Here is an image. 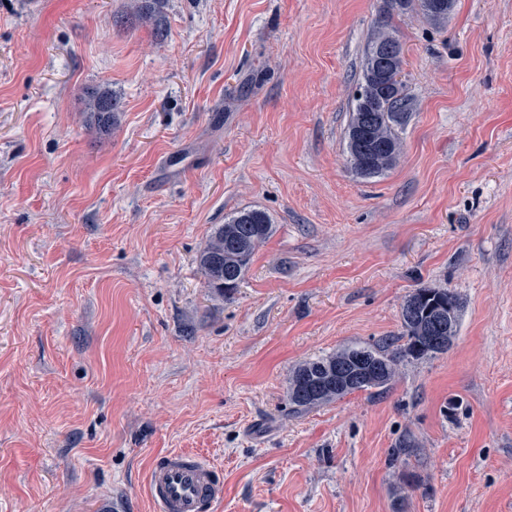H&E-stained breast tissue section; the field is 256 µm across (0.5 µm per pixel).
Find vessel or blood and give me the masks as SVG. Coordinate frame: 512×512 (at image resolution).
Instances as JSON below:
<instances>
[{"label": "vessel or blood", "mask_w": 512, "mask_h": 512, "mask_svg": "<svg viewBox=\"0 0 512 512\" xmlns=\"http://www.w3.org/2000/svg\"><path fill=\"white\" fill-rule=\"evenodd\" d=\"M146 492L156 512H214L224 499V481L203 457L177 451L153 461Z\"/></svg>", "instance_id": "vessel-or-blood-1"}]
</instances>
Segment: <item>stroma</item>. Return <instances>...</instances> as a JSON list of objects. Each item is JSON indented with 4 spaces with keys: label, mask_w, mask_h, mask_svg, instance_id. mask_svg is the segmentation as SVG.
<instances>
[{
    "label": "stroma",
    "mask_w": 512,
    "mask_h": 512,
    "mask_svg": "<svg viewBox=\"0 0 512 512\" xmlns=\"http://www.w3.org/2000/svg\"><path fill=\"white\" fill-rule=\"evenodd\" d=\"M29 2L0 0V512H152L169 451L221 469L215 512H512V0H154L161 37L144 0ZM387 18L411 118L363 179ZM253 208L277 230L213 294L197 256ZM418 288L460 300L447 353L289 413L296 365L396 339ZM392 8L399 11L413 8L434 24H443L448 21V14L453 8V0H391ZM404 64L403 47L394 28L381 25L365 50L346 128L347 160L361 178L384 175L400 157L399 129L410 114L409 100L401 79L398 86H390L385 78L393 74L401 77ZM369 96L372 101L368 106ZM87 94L89 97L87 125L100 134L109 133L115 122V112L118 111L117 98L108 90L98 88L91 89Z\"/></svg>",
    "instance_id": "obj_1"
}]
</instances>
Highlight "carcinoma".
<instances>
[{
	"label": "carcinoma",
	"instance_id": "1",
	"mask_svg": "<svg viewBox=\"0 0 512 512\" xmlns=\"http://www.w3.org/2000/svg\"><path fill=\"white\" fill-rule=\"evenodd\" d=\"M392 7L418 10L435 24L448 21L454 0H391ZM405 64L403 47L394 28L381 25L365 50L362 75L356 88L346 128V153L351 170L359 177H380L398 161L399 136L409 116L404 84L390 86L386 77L399 75ZM87 125L100 134L112 130L117 98L107 90L88 91ZM276 232L269 215L243 209L217 224L197 257L205 286L228 296L243 280L257 249ZM446 288H419L401 309L399 339L403 343L351 346L307 360L292 369L288 379V404L297 412L328 404L356 391L386 389L394 381L401 361L423 360L444 354L441 337H456L460 328V303L448 308Z\"/></svg>",
	"mask_w": 512,
	"mask_h": 512
}]
</instances>
